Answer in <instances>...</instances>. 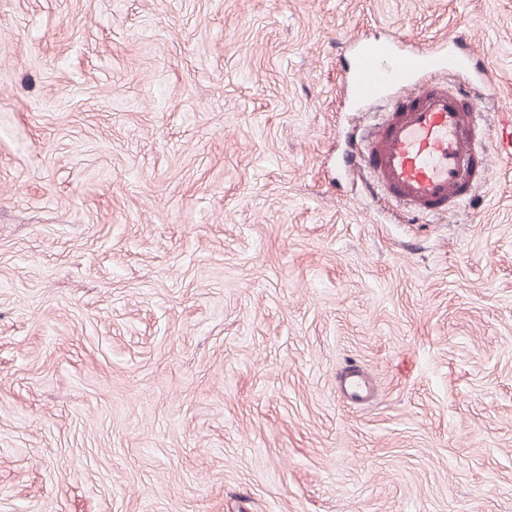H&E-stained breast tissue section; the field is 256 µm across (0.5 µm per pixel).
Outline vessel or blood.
Segmentation results:
<instances>
[{"instance_id":"obj_1","label":"vessel or blood","mask_w":512,"mask_h":512,"mask_svg":"<svg viewBox=\"0 0 512 512\" xmlns=\"http://www.w3.org/2000/svg\"><path fill=\"white\" fill-rule=\"evenodd\" d=\"M450 37L434 50L396 38L360 40L350 50L347 91L371 120L355 131L347 164L368 169L398 206L441 215L473 197L490 175L491 152L512 160V103L500 100L478 61ZM349 400L366 398L358 372L340 381Z\"/></svg>"}]
</instances>
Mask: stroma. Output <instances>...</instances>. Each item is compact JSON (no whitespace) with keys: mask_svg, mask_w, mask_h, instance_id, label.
<instances>
[{"mask_svg":"<svg viewBox=\"0 0 512 512\" xmlns=\"http://www.w3.org/2000/svg\"><path fill=\"white\" fill-rule=\"evenodd\" d=\"M462 30L512 100V0H0V512H512V166L341 163L347 41ZM340 388L351 401H359L368 395V387L358 372H348L340 380Z\"/></svg>","mask_w":512,"mask_h":512,"instance_id":"35a3bbf8","label":"stroma"}]
</instances>
